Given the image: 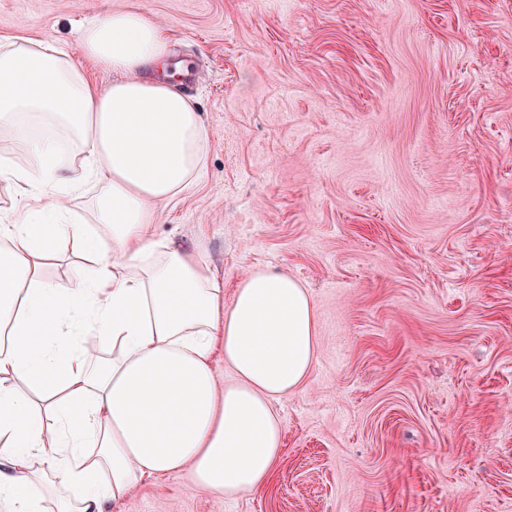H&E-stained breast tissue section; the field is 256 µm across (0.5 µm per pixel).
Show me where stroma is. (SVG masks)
Instances as JSON below:
<instances>
[{
  "instance_id": "1",
  "label": "stroma",
  "mask_w": 512,
  "mask_h": 512,
  "mask_svg": "<svg viewBox=\"0 0 512 512\" xmlns=\"http://www.w3.org/2000/svg\"><path fill=\"white\" fill-rule=\"evenodd\" d=\"M115 9L162 26L209 125L149 233L228 300L288 273L318 335L261 493L173 475L134 512H512V0H0V38L73 47Z\"/></svg>"
}]
</instances>
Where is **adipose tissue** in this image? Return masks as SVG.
Wrapping results in <instances>:
<instances>
[{
  "label": "adipose tissue",
  "mask_w": 512,
  "mask_h": 512,
  "mask_svg": "<svg viewBox=\"0 0 512 512\" xmlns=\"http://www.w3.org/2000/svg\"><path fill=\"white\" fill-rule=\"evenodd\" d=\"M78 46L0 39V126L30 158L0 156L22 190L0 219V512H128L145 479L170 474L227 500L257 494L282 453L273 401L316 362L315 303L264 268L225 303L199 254L146 233L202 178L208 125L143 14L94 18ZM88 181L102 187L90 222L45 206ZM68 251L89 269L48 283L39 261Z\"/></svg>",
  "instance_id": "adipose-tissue-1"
}]
</instances>
